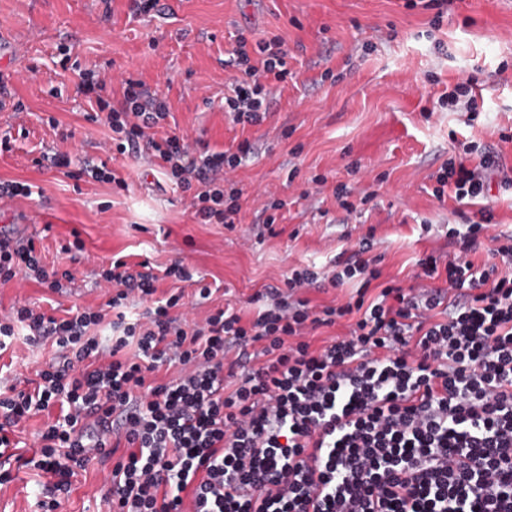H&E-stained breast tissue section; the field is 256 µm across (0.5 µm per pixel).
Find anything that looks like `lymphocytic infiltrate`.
<instances>
[{"label": "lymphocytic infiltrate", "mask_w": 512, "mask_h": 512, "mask_svg": "<svg viewBox=\"0 0 512 512\" xmlns=\"http://www.w3.org/2000/svg\"><path fill=\"white\" fill-rule=\"evenodd\" d=\"M229 60L243 74L224 97L237 124L257 126L274 84L288 78L280 37L249 44L235 37ZM95 94L118 153L150 155L165 176L193 192L202 224L233 226L241 189L227 175L236 151L191 147L185 136L154 130L169 105L145 82L125 79L121 98L101 97L105 79L81 75ZM474 142L452 140L437 174L436 198L486 197L497 162ZM492 214L451 229L457 253L416 263L431 289L390 284L369 296L375 260L341 262L329 282L360 280L353 301L321 309L299 298L317 272L295 269L267 288L270 309L247 321L224 307L200 321L184 292L157 298L149 266L115 259L101 278L98 310L47 315L22 305L0 317V352L18 337L53 340L57 354L33 389L0 396V459L47 481L40 512H57L73 477L92 464L110 473L102 486L112 512H512V242L497 243L499 265H475ZM23 276L59 293L70 272L47 270L34 243L0 244V282ZM145 310L127 321L124 306ZM116 311L111 344L96 330ZM352 317L346 335L313 346L311 332ZM260 344L259 364L249 345ZM176 364L178 378L149 383ZM58 408L37 435L32 456H12L13 435L34 415ZM192 510H185V502Z\"/></svg>", "instance_id": "lymphocytic-infiltrate-1"}]
</instances>
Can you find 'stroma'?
I'll use <instances>...</instances> for the list:
<instances>
[{
    "instance_id": "1",
    "label": "stroma",
    "mask_w": 512,
    "mask_h": 512,
    "mask_svg": "<svg viewBox=\"0 0 512 512\" xmlns=\"http://www.w3.org/2000/svg\"><path fill=\"white\" fill-rule=\"evenodd\" d=\"M433 16L405 0H160L146 14L132 0H0V30L21 43L16 58L0 62V182L36 186L13 201L31 216L21 237L46 266L74 276L63 294L22 278L0 284V315L21 304L58 317L98 309L106 301L100 273L119 256L148 262L159 295L210 288L209 300L186 313L197 320L227 305L253 316L254 296L282 285L289 269H331L366 235L381 282L405 286L416 261L451 252L449 229L478 220L483 207L494 214L490 235L512 236V189L500 180L469 204L433 195L453 135L495 152L512 177V139L500 138L512 136V0H454L437 28ZM239 31L251 41L280 36L288 51L291 76L258 126L224 112L236 75L226 61ZM475 68L483 97L475 121L440 110L438 96ZM85 71L105 77L110 100L128 77L157 89L170 106L165 131L188 142L213 151L251 142L253 156L229 175L242 191L234 229L197 223L190 194L158 166L105 149L110 131L88 121L92 105L78 88ZM57 149L107 164L126 188L38 166ZM341 185L355 211L341 208ZM77 240L82 250L67 251ZM178 260L192 280L165 276ZM54 353L47 342H14L0 352V390L34 380ZM107 475L99 467L81 473L58 512H110L100 493ZM42 482L13 469L0 484V512H35Z\"/></svg>"
}]
</instances>
